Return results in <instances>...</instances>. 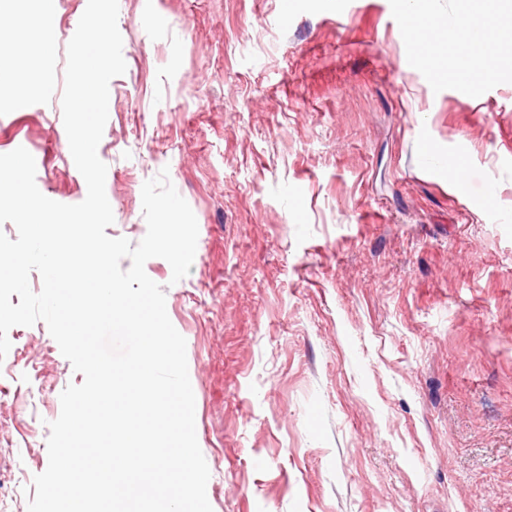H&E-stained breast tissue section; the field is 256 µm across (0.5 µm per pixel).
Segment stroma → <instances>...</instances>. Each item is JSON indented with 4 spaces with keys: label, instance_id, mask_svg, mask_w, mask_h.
<instances>
[{
    "label": "stroma",
    "instance_id": "35a3bbf8",
    "mask_svg": "<svg viewBox=\"0 0 512 512\" xmlns=\"http://www.w3.org/2000/svg\"><path fill=\"white\" fill-rule=\"evenodd\" d=\"M86 5L0 0V154L64 204L87 185L44 88ZM21 14L49 40L10 38ZM407 25L401 0H119L106 233L145 236L164 168L196 216L189 274L145 271L186 340L213 512H512V31L464 94ZM8 338L0 512H28L84 376L44 322Z\"/></svg>",
    "mask_w": 512,
    "mask_h": 512
}]
</instances>
